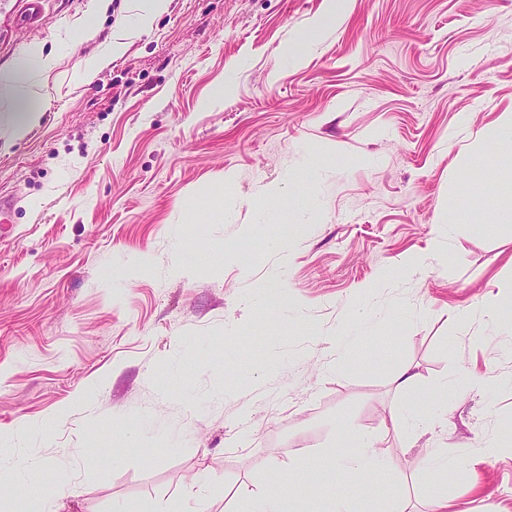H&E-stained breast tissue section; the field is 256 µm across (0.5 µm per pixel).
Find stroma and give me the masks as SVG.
<instances>
[{"label":"stroma","mask_w":512,"mask_h":512,"mask_svg":"<svg viewBox=\"0 0 512 512\" xmlns=\"http://www.w3.org/2000/svg\"><path fill=\"white\" fill-rule=\"evenodd\" d=\"M132 3L0 0V72L54 58L39 123L0 136V512L18 461L68 512H244L338 428L380 433L402 362L441 425L284 512L366 486L429 512L430 448L452 512H512V328L448 320L512 307V152L479 148L512 113V0H169L84 82Z\"/></svg>","instance_id":"stroma-1"}]
</instances>
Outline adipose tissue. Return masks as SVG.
I'll use <instances>...</instances> for the list:
<instances>
[{
    "label": "adipose tissue",
    "mask_w": 512,
    "mask_h": 512,
    "mask_svg": "<svg viewBox=\"0 0 512 512\" xmlns=\"http://www.w3.org/2000/svg\"><path fill=\"white\" fill-rule=\"evenodd\" d=\"M53 65L52 57L43 56L19 70L0 72V86L7 88L14 99L27 106L26 111L9 114L5 120L12 137L24 136L27 130L38 123V106L43 99L38 78L49 72ZM433 402V397H425V406L421 409L404 401L396 402L390 412L389 423L380 435L370 437L351 429L340 433L339 453L323 458L311 450L299 454L297 465L315 464V479L304 481L292 473L275 475L265 492L252 497V512H281L280 505L284 498L316 496L318 479L331 473H340L354 479L379 468L392 467V460L383 451L384 444L389 438H399L414 430L423 433L433 431L438 421L431 409Z\"/></svg>",
    "instance_id": "adipose-tissue-1"
}]
</instances>
